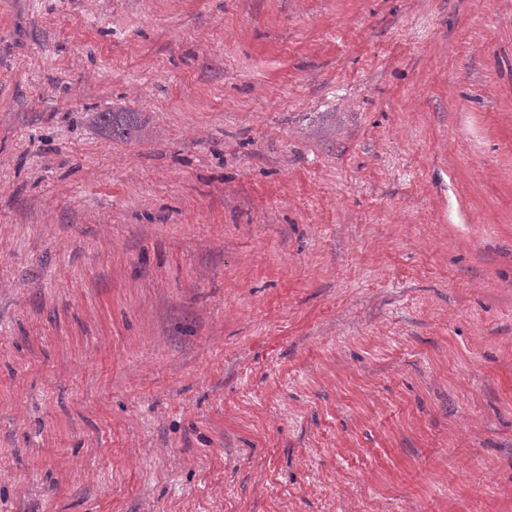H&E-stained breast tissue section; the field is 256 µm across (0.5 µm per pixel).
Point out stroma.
<instances>
[{"label":"stroma","mask_w":512,"mask_h":512,"mask_svg":"<svg viewBox=\"0 0 512 512\" xmlns=\"http://www.w3.org/2000/svg\"><path fill=\"white\" fill-rule=\"evenodd\" d=\"M0 512H512V0H0ZM93 121L98 130L106 137L128 142L142 138L148 131L146 121L137 112L122 109H108L97 112Z\"/></svg>","instance_id":"stroma-1"}]
</instances>
